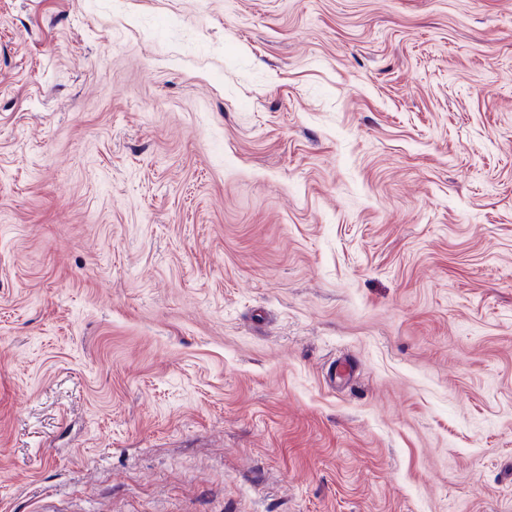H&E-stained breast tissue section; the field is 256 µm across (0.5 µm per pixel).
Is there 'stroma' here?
Returning <instances> with one entry per match:
<instances>
[{
  "instance_id": "obj_1",
  "label": "stroma",
  "mask_w": 512,
  "mask_h": 512,
  "mask_svg": "<svg viewBox=\"0 0 512 512\" xmlns=\"http://www.w3.org/2000/svg\"><path fill=\"white\" fill-rule=\"evenodd\" d=\"M0 512H512V0H0Z\"/></svg>"
}]
</instances>
